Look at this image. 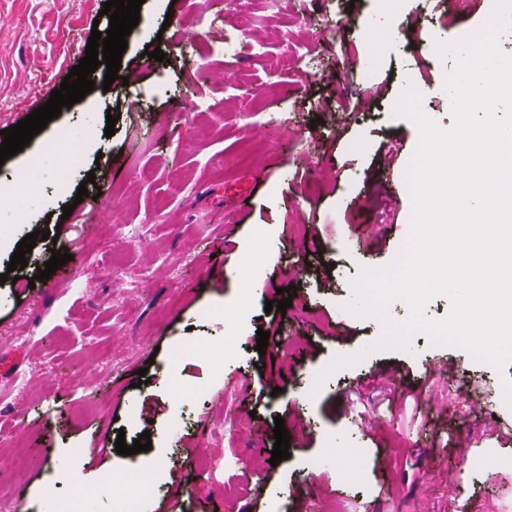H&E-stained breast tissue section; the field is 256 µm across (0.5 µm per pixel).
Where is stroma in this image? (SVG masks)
I'll return each mask as SVG.
<instances>
[{
    "instance_id": "1",
    "label": "stroma",
    "mask_w": 512,
    "mask_h": 512,
    "mask_svg": "<svg viewBox=\"0 0 512 512\" xmlns=\"http://www.w3.org/2000/svg\"><path fill=\"white\" fill-rule=\"evenodd\" d=\"M103 2L0 0V130L46 103L78 65ZM379 4L338 0L346 25L325 43L317 36L322 0H306L298 21L266 13L264 0H144L121 62L123 74L140 71V80H115L105 92L98 67L94 90L0 166L1 181L13 178L87 112L120 114L114 136L99 129L83 142L79 167L63 176L38 170L41 202L27 224L0 223V274L27 234L60 232L57 241H37L19 280L0 284V512H59L76 490L127 468L117 437L130 444L146 431L152 447L135 458L154 464L161 488L141 512H302L314 488L326 504L414 512L424 484L429 512H458L463 501L473 512H512V446L492 433L512 421V362L495 369L424 331L407 348H378L383 317L404 320L408 307L396 299L386 314L364 317L355 305L361 271L391 268L408 249L406 176L420 135L400 102L416 90L440 129L453 126L446 47L496 32L512 0H458L447 11L435 0H399L387 17ZM217 10L228 30L256 15L264 50L229 58L184 49L176 27ZM377 20L395 36L374 48L365 30ZM412 28L420 46L407 38ZM288 45L314 58L316 74L275 69ZM156 46L165 61L145 56ZM253 96L285 113L286 132L249 115ZM316 160L332 178L318 176ZM90 175L99 198L76 201ZM116 209L123 226L103 236ZM380 223L386 246L366 251L361 233ZM260 243L272 260L255 272L261 296L249 299L237 268ZM56 251L94 258L69 277L35 281ZM289 285L295 303L266 310ZM224 307L236 309L237 330L208 319ZM261 329L296 336L291 357L258 353ZM188 340H228L232 351L219 363L181 356ZM442 360L443 381L431 373ZM172 365L184 388L207 389V398L180 404L166 382ZM323 369L319 388L307 390L306 375ZM473 396L483 416L469 412ZM345 402L359 413L377 407L385 430H359L342 413ZM145 404L147 418L139 414ZM278 416L307 436L259 478L238 422L257 432L267 458ZM464 441L470 455L460 464L455 450ZM382 455L390 473L377 466ZM452 471L456 502L448 497Z\"/></svg>"
}]
</instances>
